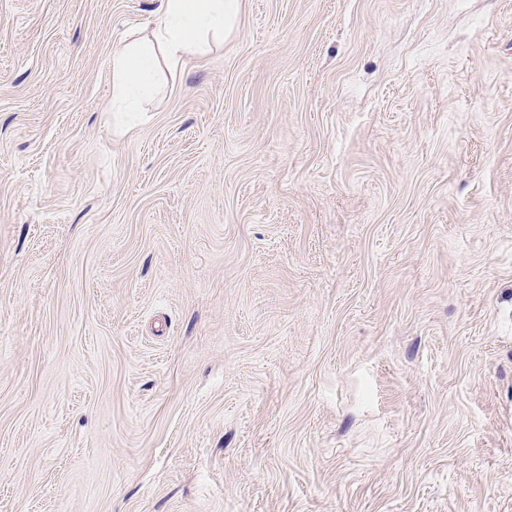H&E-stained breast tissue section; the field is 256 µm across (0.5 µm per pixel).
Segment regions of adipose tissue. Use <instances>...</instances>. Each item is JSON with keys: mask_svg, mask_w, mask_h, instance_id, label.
Instances as JSON below:
<instances>
[{"mask_svg": "<svg viewBox=\"0 0 512 512\" xmlns=\"http://www.w3.org/2000/svg\"><path fill=\"white\" fill-rule=\"evenodd\" d=\"M240 8L241 0H163L148 35L112 54L113 111H136V97L149 88L157 59L175 68L204 55L211 40L233 31Z\"/></svg>", "mask_w": 512, "mask_h": 512, "instance_id": "adipose-tissue-1", "label": "adipose tissue"}]
</instances>
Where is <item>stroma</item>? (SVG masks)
<instances>
[{"label": "stroma", "instance_id": "1", "mask_svg": "<svg viewBox=\"0 0 512 512\" xmlns=\"http://www.w3.org/2000/svg\"><path fill=\"white\" fill-rule=\"evenodd\" d=\"M0 0V512H512V0ZM242 0H163L148 35L112 54V112H140L138 93L151 83L158 56L171 67L207 53L211 39L235 28Z\"/></svg>", "mask_w": 512, "mask_h": 512}]
</instances>
